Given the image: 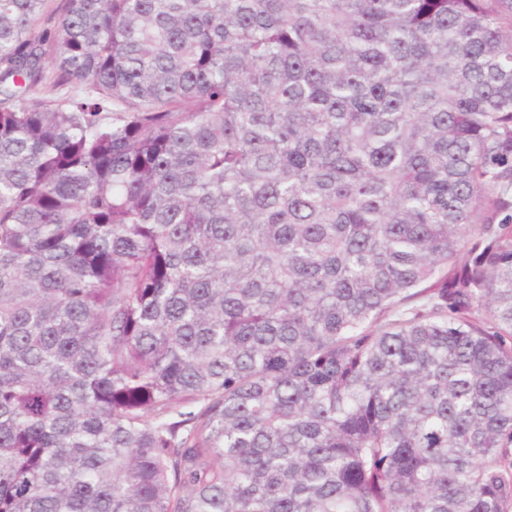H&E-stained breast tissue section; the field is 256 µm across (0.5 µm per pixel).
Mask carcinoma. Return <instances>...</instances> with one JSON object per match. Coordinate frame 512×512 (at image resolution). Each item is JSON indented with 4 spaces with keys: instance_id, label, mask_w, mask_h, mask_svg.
<instances>
[{
    "instance_id": "carcinoma-1",
    "label": "carcinoma",
    "mask_w": 512,
    "mask_h": 512,
    "mask_svg": "<svg viewBox=\"0 0 512 512\" xmlns=\"http://www.w3.org/2000/svg\"><path fill=\"white\" fill-rule=\"evenodd\" d=\"M43 4L0 512H512V0Z\"/></svg>"
}]
</instances>
